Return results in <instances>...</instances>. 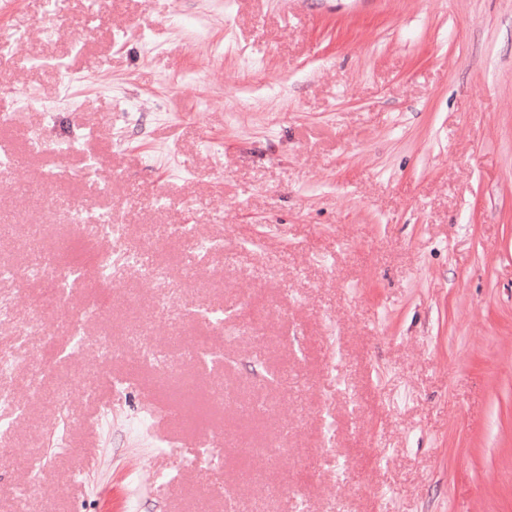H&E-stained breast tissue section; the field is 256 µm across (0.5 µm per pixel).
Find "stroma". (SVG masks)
Listing matches in <instances>:
<instances>
[{"label": "stroma", "instance_id": "stroma-1", "mask_svg": "<svg viewBox=\"0 0 512 512\" xmlns=\"http://www.w3.org/2000/svg\"><path fill=\"white\" fill-rule=\"evenodd\" d=\"M87 11L0 0V346L43 289L30 226L62 266L99 248L75 212L125 225L116 253L152 226L169 276L88 277L47 313L52 343L26 346L72 451L11 380L0 512H127L133 492L138 512H512V0ZM201 344L229 366L200 369ZM190 400L206 413L156 425L169 453L121 427ZM209 443L220 465L183 471Z\"/></svg>", "mask_w": 512, "mask_h": 512}]
</instances>
